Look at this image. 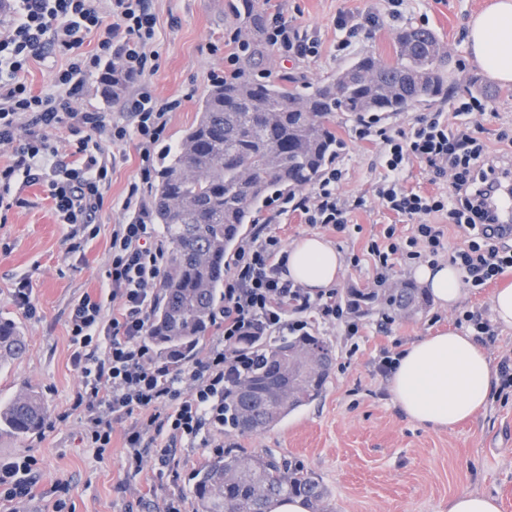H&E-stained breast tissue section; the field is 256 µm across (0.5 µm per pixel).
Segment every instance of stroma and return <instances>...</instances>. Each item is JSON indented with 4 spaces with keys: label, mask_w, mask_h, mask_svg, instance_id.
<instances>
[{
    "label": "stroma",
    "mask_w": 512,
    "mask_h": 512,
    "mask_svg": "<svg viewBox=\"0 0 512 512\" xmlns=\"http://www.w3.org/2000/svg\"><path fill=\"white\" fill-rule=\"evenodd\" d=\"M491 0H403L392 16L389 0H262L263 13H280L289 23L316 40L315 56L293 60L270 53L263 79L294 76L301 85L328 80L358 56L371 53L394 60L396 35L405 26L434 31L451 56L454 90L436 104L450 128L480 124V136L490 152L504 151L498 140L502 127H512V82L493 79L474 60L464 35L467 21ZM241 0H149L157 16L156 70L144 79L155 97L180 100L168 115L165 138L154 149L162 159L196 119L211 76L224 69V35L234 30L233 12ZM377 16L379 23L350 49L339 50L343 37L338 17L353 20ZM483 97L494 114L478 119L472 112H455L459 97ZM339 148L336 163L344 170L339 191L352 206L348 226L338 232L305 223L299 213L282 217L276 228L285 244L318 234L341 253L344 272L336 286L338 300L348 291H368L373 271L361 255L372 235L386 224L409 233L411 225L385 209L375 195L381 168L375 144L354 137L355 119L333 114ZM112 156L111 186L96 215L99 235L84 250L69 249L68 229L59 224L53 200L35 185L23 188L24 207L8 211L0 223V317L16 321L28 344L23 359L0 368V403L21 389L35 388L42 396L54 428L26 439L0 432V462L29 455L38 461L41 497L17 504L0 500V512H52L49 490L70 484L72 512H163L172 495L188 496L192 474L213 452L208 448H174L173 475H158L152 455L133 473L122 446L123 424L113 426L112 448L105 457L80 440L77 419L59 421L80 386L70 363L73 349L69 312L86 293L98 294L105 278L113 225L128 223L121 202L139 173L136 140L115 145L104 141ZM360 263H353V256ZM27 275L33 286L36 318H28L11 298L14 277ZM494 287L465 289L457 309L430 303L426 312L404 318L388 317L380 306L356 312L359 332L347 340L340 325H316L315 331L334 350L336 362L322 398L297 409L275 429L259 435L225 436V444L242 452L270 451L296 461L327 488L335 512H448V503L464 492L496 496L500 512H512V392L493 390L486 410L452 429H437L409 419L377 369L383 351L393 353L422 336L455 327L458 311H473L491 321V333L480 341L491 365L512 352V328L494 324Z\"/></svg>",
    "instance_id": "stroma-1"
}]
</instances>
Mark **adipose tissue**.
<instances>
[{
    "label": "adipose tissue",
    "mask_w": 512,
    "mask_h": 512,
    "mask_svg": "<svg viewBox=\"0 0 512 512\" xmlns=\"http://www.w3.org/2000/svg\"><path fill=\"white\" fill-rule=\"evenodd\" d=\"M467 41L480 65L495 79L512 81V0H496L468 24ZM340 252L318 235H307L288 250V276L317 292L343 275ZM415 279L439 305L461 299V275L449 264L415 266ZM489 359L474 337L448 330L422 336L402 353L390 389L405 414L422 425L453 428L486 409L494 386Z\"/></svg>",
    "instance_id": "1"
}]
</instances>
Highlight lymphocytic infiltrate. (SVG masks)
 <instances>
[{"label":"lymphocytic infiltrate","instance_id":"f902f5d3","mask_svg":"<svg viewBox=\"0 0 512 512\" xmlns=\"http://www.w3.org/2000/svg\"><path fill=\"white\" fill-rule=\"evenodd\" d=\"M90 38L95 47L87 52L83 46ZM265 39L289 59L317 52L316 42L278 15L266 20ZM156 41L157 17L147 0H0V150L10 156L0 166V212L25 203L12 192L15 181L43 186L59 222L70 228L71 251H79L99 234L94 219L110 183L101 138L115 144L133 138L139 145V179L122 202L133 216L112 227L108 295H83L69 316L70 362L81 377L69 411L80 420L87 447L100 456L112 448L114 422L126 420L123 446L128 468L136 473L149 447L162 468L170 467L176 446L215 447L216 434L224 430V393L253 362L241 350L244 339L297 336L316 323L343 325L350 338L359 331L355 305L337 301L335 289L313 294L289 279L288 253L272 227L273 220L298 212L306 223L344 230L350 205L339 192L343 170L331 165L304 195L272 198L268 217L237 247L224 274V304L214 318L216 340L188 364L156 358L146 335L166 248L137 201L152 177L153 148L180 102L157 101L140 88L124 102L125 122L76 106L89 74L116 68L135 79L154 71ZM52 55L64 58V65L47 90L33 91L26 79L30 64ZM60 129L68 132L62 148L50 140ZM354 134L379 148L384 170L375 187L379 199L413 223L409 235L387 224L368 242L376 284L389 280L396 267L436 266L444 259L470 288L512 269V243L485 230L490 217L483 198L494 186L497 161L475 131L450 129L442 113L434 112L393 133L376 119L362 118ZM415 160L446 181L447 191L406 189L401 173ZM449 226L460 237L453 247L445 233ZM37 472L38 462L30 456L0 464V499L35 497Z\"/></svg>","mask_w":512,"mask_h":512}]
</instances>
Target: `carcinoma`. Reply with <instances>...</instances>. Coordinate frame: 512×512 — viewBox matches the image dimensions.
<instances>
[{"label":"carcinoma","instance_id":"cac0c4a2","mask_svg":"<svg viewBox=\"0 0 512 512\" xmlns=\"http://www.w3.org/2000/svg\"><path fill=\"white\" fill-rule=\"evenodd\" d=\"M242 7L238 33L249 48L240 75L209 87L196 120L164 156L146 207L150 223L172 244L147 336L165 362L192 360L208 338L224 302L225 258L257 209L273 194L310 185L336 157L333 113L358 119L448 99L450 55L432 31L415 26L397 34L392 63L364 54L303 91L288 75L259 81L254 73L268 56L264 14L257 0H243ZM125 80L115 70L103 73L104 94L118 97ZM349 296L403 314L427 300L410 283ZM245 347L258 364L224 397V433L270 431L295 409L320 400L335 362L322 337L278 336ZM302 349L318 352L324 366L297 385L288 381V358ZM26 352L17 323L0 318V366ZM47 419L33 389L0 407V429L17 438L39 433ZM190 494L196 512H271L289 498L301 499L309 512H334L323 484L297 464L267 452L245 458L231 446L196 472Z\"/></svg>","mask_w":512,"mask_h":512}]
</instances>
